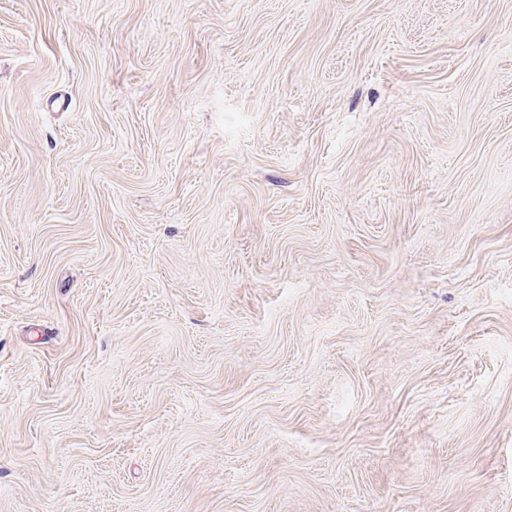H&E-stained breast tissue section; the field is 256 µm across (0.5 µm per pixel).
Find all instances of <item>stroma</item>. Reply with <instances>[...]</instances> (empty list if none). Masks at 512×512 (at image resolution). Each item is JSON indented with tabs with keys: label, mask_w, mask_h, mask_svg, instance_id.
I'll return each instance as SVG.
<instances>
[{
	"label": "stroma",
	"mask_w": 512,
	"mask_h": 512,
	"mask_svg": "<svg viewBox=\"0 0 512 512\" xmlns=\"http://www.w3.org/2000/svg\"><path fill=\"white\" fill-rule=\"evenodd\" d=\"M0 512H512V0H0Z\"/></svg>",
	"instance_id": "obj_1"
}]
</instances>
